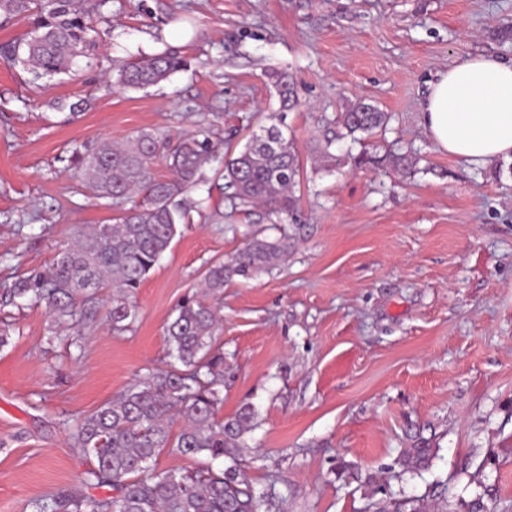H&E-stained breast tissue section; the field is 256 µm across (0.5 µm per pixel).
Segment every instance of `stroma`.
I'll return each mask as SVG.
<instances>
[{
	"label": "stroma",
	"mask_w": 512,
	"mask_h": 512,
	"mask_svg": "<svg viewBox=\"0 0 512 512\" xmlns=\"http://www.w3.org/2000/svg\"><path fill=\"white\" fill-rule=\"evenodd\" d=\"M96 46L73 75L32 82L0 61V289L49 264L77 228L112 209L74 193V148L139 130L179 140L198 127L242 149L278 103L266 71L287 70V113L303 168L297 219L232 208L203 168L201 214L181 225L136 293L132 330L105 318L55 332L41 308H0V512L81 486L90 461L70 446L79 418L166 365L164 328L207 266L248 233L294 229L285 265L238 278L223 315L222 415L252 404L257 490L280 512H374L379 499L428 496L448 512L482 499L512 512V162L468 165L425 133L426 82L470 55L512 58V0H108ZM181 48L190 63L145 91H107L114 61ZM390 114L371 144L416 158L411 174L332 162L314 150L349 100ZM88 107L71 115L68 106ZM82 340L76 350L74 340ZM417 424L437 453L419 475L398 459Z\"/></svg>",
	"instance_id": "35a3bbf8"
}]
</instances>
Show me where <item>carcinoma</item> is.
Wrapping results in <instances>:
<instances>
[{"mask_svg": "<svg viewBox=\"0 0 512 512\" xmlns=\"http://www.w3.org/2000/svg\"><path fill=\"white\" fill-rule=\"evenodd\" d=\"M97 8L87 0H0L1 25L13 19L30 21L25 37L0 43V58L22 65L34 80L70 72L78 57L95 48L92 13ZM187 66L181 51L170 47L118 63L110 87L146 90ZM269 79L279 112L300 106L288 72L273 71ZM389 119L388 113L356 98L336 113V139L359 143ZM217 147L204 130L174 147L141 130L120 144L74 151L78 189L119 211L115 223L78 229L73 245L60 250L48 266L16 278L0 298L17 307H42L56 325L77 327L96 318L99 292L110 288L106 319L118 333L130 329L135 294L170 248L179 226L189 220L194 208L189 193L203 182L201 169ZM160 157L171 171L168 176L155 171ZM383 162L402 173L416 164L409 155L380 157L366 150L356 158L358 165ZM301 175L295 138L276 125L252 132L244 150L224 162V188L233 206L261 204L290 217L300 208L296 187ZM294 247V238L285 232L273 239L253 233L230 258L208 266L201 295L181 302L165 327L167 367L70 425L72 447L93 461L85 485L110 487L116 495L97 498L80 487L62 489L34 501V512H262L275 505L280 497L276 487L260 495L246 473L245 438L258 427L257 411L245 405L232 417L220 416L221 316L209 299L218 298L224 284L236 277L252 279L271 272ZM409 439L399 464L404 472L417 475L429 466L436 448L419 430ZM164 454L200 456L208 465L192 472H152ZM376 512H427V503L421 498L382 500Z\"/></svg>", "mask_w": 512, "mask_h": 512, "instance_id": "obj_1", "label": "carcinoma"}]
</instances>
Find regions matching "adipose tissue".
<instances>
[{
  "mask_svg": "<svg viewBox=\"0 0 512 512\" xmlns=\"http://www.w3.org/2000/svg\"><path fill=\"white\" fill-rule=\"evenodd\" d=\"M422 125L455 158L512 160V58L467 57L436 72L427 82Z\"/></svg>",
  "mask_w": 512,
  "mask_h": 512,
  "instance_id": "ef3b65f1",
  "label": "adipose tissue"
}]
</instances>
